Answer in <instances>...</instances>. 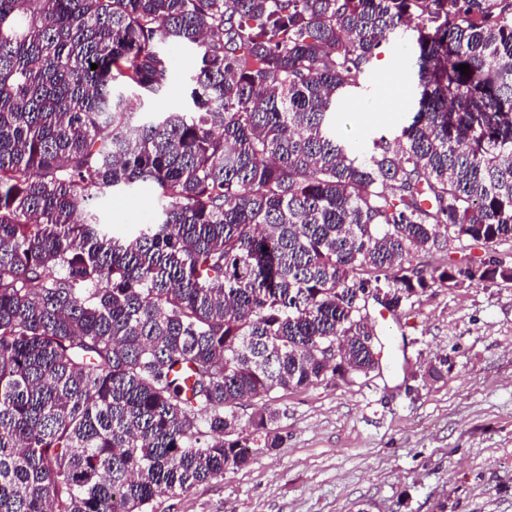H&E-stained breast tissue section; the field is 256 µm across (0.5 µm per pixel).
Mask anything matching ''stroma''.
Returning a JSON list of instances; mask_svg holds the SVG:
<instances>
[{
  "mask_svg": "<svg viewBox=\"0 0 512 512\" xmlns=\"http://www.w3.org/2000/svg\"><path fill=\"white\" fill-rule=\"evenodd\" d=\"M413 31L383 43L349 98L340 137L364 146L397 134L415 111L418 81ZM172 78L154 100L128 94L134 112L183 111L197 71L189 47L170 48ZM385 103L370 111L373 100ZM148 186L104 193L100 223L116 235L151 221ZM404 356L380 351V369L349 382L277 388L236 410L237 429L266 405L278 413L279 448L254 450L248 466L154 498L149 512H512V282L433 287L392 321ZM447 358L433 379L428 368ZM416 371V381L406 379Z\"/></svg>",
  "mask_w": 512,
  "mask_h": 512,
  "instance_id": "obj_1",
  "label": "stroma"
}]
</instances>
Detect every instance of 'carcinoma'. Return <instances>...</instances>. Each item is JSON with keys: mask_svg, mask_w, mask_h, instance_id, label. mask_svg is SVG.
<instances>
[{"mask_svg": "<svg viewBox=\"0 0 512 512\" xmlns=\"http://www.w3.org/2000/svg\"><path fill=\"white\" fill-rule=\"evenodd\" d=\"M409 27L417 111L361 159L337 98ZM186 44L193 107L136 119ZM139 184L159 220L118 238L91 201ZM442 230L512 239V0H0V512H149L247 466L237 405L378 368L366 289L512 279L408 276Z\"/></svg>", "mask_w": 512, "mask_h": 512, "instance_id": "carcinoma-1", "label": "carcinoma"}]
</instances>
